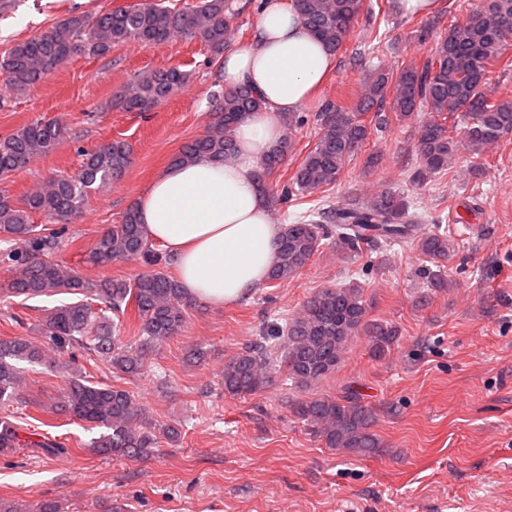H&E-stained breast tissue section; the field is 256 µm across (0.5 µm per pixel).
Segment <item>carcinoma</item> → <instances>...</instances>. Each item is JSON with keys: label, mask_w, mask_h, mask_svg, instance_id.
Listing matches in <instances>:
<instances>
[{"label": "carcinoma", "mask_w": 512, "mask_h": 512, "mask_svg": "<svg viewBox=\"0 0 512 512\" xmlns=\"http://www.w3.org/2000/svg\"><path fill=\"white\" fill-rule=\"evenodd\" d=\"M292 4L332 53L341 49L360 15H372L365 0H292ZM231 11L233 0H198L177 9L161 0H139L104 13L72 14L44 33L16 41L0 59V76L10 90L25 92L76 54L103 57L119 44H161L177 38L200 41L211 54L210 63L216 64L230 46ZM511 38L512 0H482L464 23L450 25L423 63L404 65L394 72L371 71L352 108L328 105L316 113L320 135L290 183L279 189L269 178L282 165L291 137H284L282 145L260 162L257 180L263 198L274 205L334 187L347 159L368 138V125L362 120L368 112L373 113L371 122L377 130L389 125L391 113L407 121L428 112L416 144L419 165L412 181L418 185L447 170L462 147L478 158L495 150L502 136L512 131V99H495L488 94L487 85ZM187 81V74L177 67L154 70L124 86L115 105L128 112H149ZM262 110V100L249 88L224 91L211 112L209 131L184 143L172 162L189 163L201 157L232 159L234 126ZM450 116L464 125L461 142L447 127ZM65 131L57 119L37 120L0 137V180L21 171L17 159L28 166L52 153ZM81 156L80 169L73 175L51 179L19 198L0 193V241L13 245L0 251V264L8 272L0 283V297H76L52 308L39 324L52 343V353L25 336L0 338V402L12 399L20 390L18 362L46 364L68 374L64 407L69 413L104 429L86 448L96 455L147 458L156 454L160 439L177 435L175 429L152 424L128 391L83 379L75 361H63L58 355L80 347L118 372L136 374L146 355L182 331L193 300L176 278L163 271H151L132 281L92 282L50 260L65 229L39 230L31 224L32 214L41 213L56 224L71 223L81 216L91 191L125 173L133 152L126 141L111 140L81 151ZM429 221L433 226H426ZM329 243L350 256L373 247L411 243L438 265L447 262L456 249L454 239L432 217L418 211L396 190L382 189L342 207L320 198L283 227L270 281L284 283L295 278ZM138 259L151 265L165 261L146 237L132 203L120 222L96 239L87 262L108 266L117 260ZM448 285L442 270L430 273L420 302ZM131 303L140 335L126 343L120 337L121 324L111 320L106 310L123 313ZM354 336L365 337L370 355L380 360L397 341L398 331L369 318L360 286L352 283L320 289L297 315L270 327L262 341L224 363V392L245 396L269 387L272 353L278 350L286 381L295 389L308 388L336 372ZM295 407L326 447L363 457L380 451V439L371 430L375 412L361 401L358 392L350 390L337 398L298 399ZM21 447L40 448L50 455L67 451L54 437L36 442L21 439L18 428L1 418L0 454Z\"/></svg>", "instance_id": "1"}]
</instances>
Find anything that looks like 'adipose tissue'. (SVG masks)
I'll use <instances>...</instances> for the list:
<instances>
[{
	"label": "adipose tissue",
	"mask_w": 512,
	"mask_h": 512,
	"mask_svg": "<svg viewBox=\"0 0 512 512\" xmlns=\"http://www.w3.org/2000/svg\"><path fill=\"white\" fill-rule=\"evenodd\" d=\"M334 64L284 0H262L252 37L225 53L219 82L249 86L263 111L236 125L233 159L169 166L136 199L148 239L170 256L189 297L221 307L267 282L281 227L259 192L256 170L282 139L281 117L300 111Z\"/></svg>",
	"instance_id": "obj_1"
}]
</instances>
